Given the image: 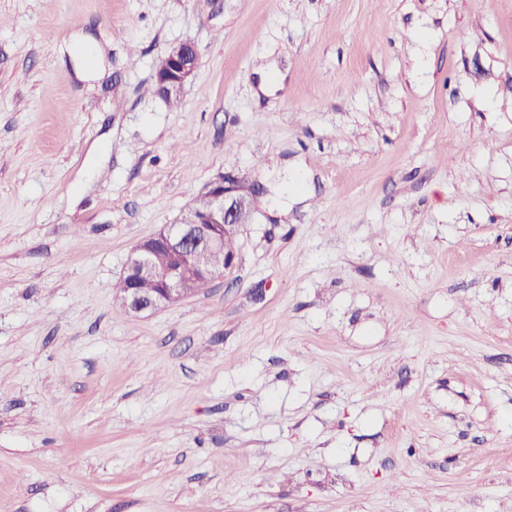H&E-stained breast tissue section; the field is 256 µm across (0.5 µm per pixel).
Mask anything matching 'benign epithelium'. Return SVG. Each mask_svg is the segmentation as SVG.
Segmentation results:
<instances>
[{
    "label": "benign epithelium",
    "instance_id": "7a95c632",
    "mask_svg": "<svg viewBox=\"0 0 512 512\" xmlns=\"http://www.w3.org/2000/svg\"><path fill=\"white\" fill-rule=\"evenodd\" d=\"M197 65V51L191 42L171 46L155 74L162 95L171 98L181 94ZM201 195L208 200L206 207L188 205L175 223L163 225L135 245L122 274L127 287L119 297L128 311L142 314L176 305L194 295L199 281L225 277L237 266L238 254L234 252L224 254L219 267L200 264L197 255L202 250H224V239L248 222L251 210L247 194L234 174L221 173ZM144 281L153 282L156 288L145 292L141 288Z\"/></svg>",
    "mask_w": 512,
    "mask_h": 512
}]
</instances>
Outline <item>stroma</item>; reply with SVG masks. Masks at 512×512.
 I'll use <instances>...</instances> for the list:
<instances>
[{"label": "stroma", "instance_id": "1", "mask_svg": "<svg viewBox=\"0 0 512 512\" xmlns=\"http://www.w3.org/2000/svg\"><path fill=\"white\" fill-rule=\"evenodd\" d=\"M222 172L233 274L127 313ZM0 512H512V0H0ZM164 61V65L156 70L155 83L163 96H178L195 74L197 51L191 42H180L168 49Z\"/></svg>", "mask_w": 512, "mask_h": 512}]
</instances>
